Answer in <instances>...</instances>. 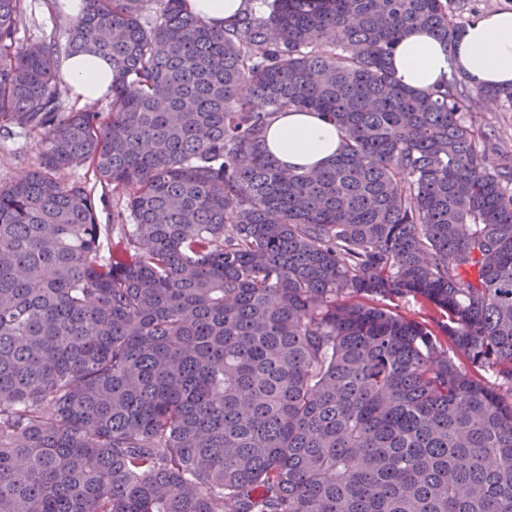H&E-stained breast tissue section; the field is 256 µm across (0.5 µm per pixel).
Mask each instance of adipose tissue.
Returning a JSON list of instances; mask_svg holds the SVG:
<instances>
[{"instance_id": "ef3b65f1", "label": "adipose tissue", "mask_w": 512, "mask_h": 512, "mask_svg": "<svg viewBox=\"0 0 512 512\" xmlns=\"http://www.w3.org/2000/svg\"><path fill=\"white\" fill-rule=\"evenodd\" d=\"M404 84L427 89L456 71L476 87L512 86V11L494 10L469 21L455 43H447L419 27L403 37L389 59ZM64 70L83 102L106 93L112 82L108 63L92 53L68 57ZM340 145V132L314 112L278 113L266 134L269 153L283 167L321 168Z\"/></svg>"}]
</instances>
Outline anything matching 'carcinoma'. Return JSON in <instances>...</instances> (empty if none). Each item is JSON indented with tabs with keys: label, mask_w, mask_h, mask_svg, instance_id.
Here are the masks:
<instances>
[{
	"label": "carcinoma",
	"mask_w": 512,
	"mask_h": 512,
	"mask_svg": "<svg viewBox=\"0 0 512 512\" xmlns=\"http://www.w3.org/2000/svg\"><path fill=\"white\" fill-rule=\"evenodd\" d=\"M250 2L83 0L103 114L61 111L0 0V127L39 135L0 185V512H512V401L469 370L512 388V166L467 115L512 88L396 77L453 0ZM287 108L340 131L321 170L267 152ZM79 165L123 202L108 245ZM350 295L425 299L469 366ZM187 8L215 28L230 26L247 7L245 0H187Z\"/></svg>",
	"instance_id": "cac0c4a2"
}]
</instances>
